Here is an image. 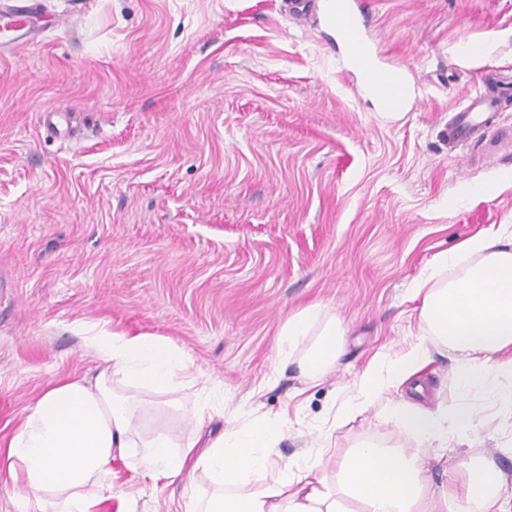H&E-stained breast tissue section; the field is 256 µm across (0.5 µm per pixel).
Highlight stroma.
<instances>
[{
	"instance_id": "obj_1",
	"label": "stroma",
	"mask_w": 512,
	"mask_h": 512,
	"mask_svg": "<svg viewBox=\"0 0 512 512\" xmlns=\"http://www.w3.org/2000/svg\"><path fill=\"white\" fill-rule=\"evenodd\" d=\"M44 33L0 62V450L47 383L96 364L105 329L170 341L195 386L177 408L145 407L141 439L181 446L227 419L279 415L282 459L326 450L335 481L347 451L390 438L382 390L333 416L374 357L421 331L414 281L480 230L512 225V84L494 122L459 146L448 119L512 76V0H366L383 66L422 93L396 119L354 93L326 34L283 0H42ZM313 303L342 321L345 353L324 378L277 370L278 334ZM455 357L421 376L427 406H457ZM467 442L431 463L432 491L464 489L482 457L512 494V412L489 394ZM136 512H187L212 492L152 486L132 458L112 461Z\"/></svg>"
}]
</instances>
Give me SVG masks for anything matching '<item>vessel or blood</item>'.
<instances>
[{"label": "vessel or blood", "instance_id": "vessel-or-blood-1", "mask_svg": "<svg viewBox=\"0 0 512 512\" xmlns=\"http://www.w3.org/2000/svg\"><path fill=\"white\" fill-rule=\"evenodd\" d=\"M289 10L303 22H323L333 29L346 64L360 77L359 92L373 97L387 112L407 109L416 90L400 66L381 67L378 54L366 42V24L360 0H289ZM37 11L35 0H0V61L18 57L40 36L33 29ZM498 108L494 96L468 97L466 105L455 110L448 130L452 141L465 143L488 127Z\"/></svg>", "mask_w": 512, "mask_h": 512}]
</instances>
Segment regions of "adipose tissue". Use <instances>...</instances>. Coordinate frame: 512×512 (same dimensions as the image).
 Segmentation results:
<instances>
[{
    "label": "adipose tissue",
    "instance_id": "adipose-tissue-1",
    "mask_svg": "<svg viewBox=\"0 0 512 512\" xmlns=\"http://www.w3.org/2000/svg\"><path fill=\"white\" fill-rule=\"evenodd\" d=\"M411 297L420 303L421 337L404 352L377 356L345 412L366 409L383 388L413 381L435 350L455 354L462 393L493 391L512 411V229L502 224L479 231L455 252L435 256ZM343 334L327 306H306L280 332V363L297 362L305 378H322L344 353ZM87 343L96 369L51 383L8 444L7 471L25 489L17 512H92L114 498L118 512H134L131 499L116 498L111 468L115 456L134 447L138 468L153 482L170 485L206 471L217 491L195 501L192 512H345L347 498L358 512H512L501 474L483 462L470 464L464 496L425 492L428 449L469 437L476 418L469 405L391 404L388 416L404 439L354 446L332 484L322 471L323 449L279 462L284 420L230 423L199 456L191 442L173 449L162 430L136 441L131 390L171 392L195 382L191 365L173 344L154 336L101 329Z\"/></svg>",
    "mask_w": 512,
    "mask_h": 512
}]
</instances>
